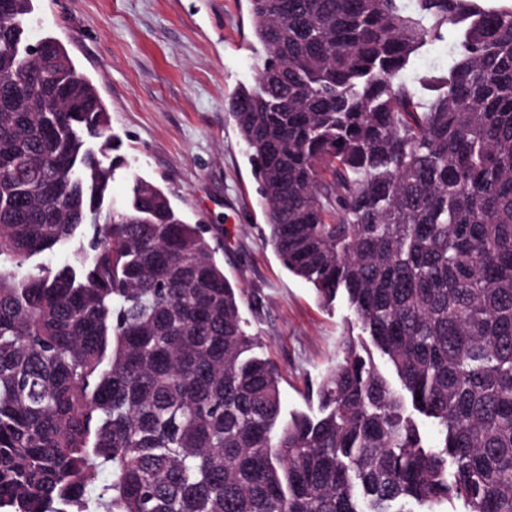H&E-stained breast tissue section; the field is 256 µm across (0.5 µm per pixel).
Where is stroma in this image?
<instances>
[{
    "label": "stroma",
    "mask_w": 512,
    "mask_h": 512,
    "mask_svg": "<svg viewBox=\"0 0 512 512\" xmlns=\"http://www.w3.org/2000/svg\"><path fill=\"white\" fill-rule=\"evenodd\" d=\"M30 36L49 34L96 86L122 165L105 200L122 207L134 179L162 189L201 224L241 293L246 330L280 373L284 413L360 336L344 300L323 306L267 240L259 184L231 119L239 86L254 84L257 43L248 0H35Z\"/></svg>",
    "instance_id": "35a3bbf8"
}]
</instances>
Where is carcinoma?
I'll return each mask as SVG.
<instances>
[{"instance_id": "cac0c4a2", "label": "carcinoma", "mask_w": 512, "mask_h": 512, "mask_svg": "<svg viewBox=\"0 0 512 512\" xmlns=\"http://www.w3.org/2000/svg\"><path fill=\"white\" fill-rule=\"evenodd\" d=\"M9 2L0 509L87 512L109 470L101 512H512V0H249L230 116L270 242L366 334L286 420L201 226L139 179L102 211L105 105L63 45L27 57L33 0ZM437 44L448 69L406 79ZM83 244V239L79 236L72 239L70 242L56 246L51 251H46L40 256L34 257L27 265V268L33 269L36 265H46L49 267H57L62 265L68 260H72L76 253L80 250Z\"/></svg>"}]
</instances>
